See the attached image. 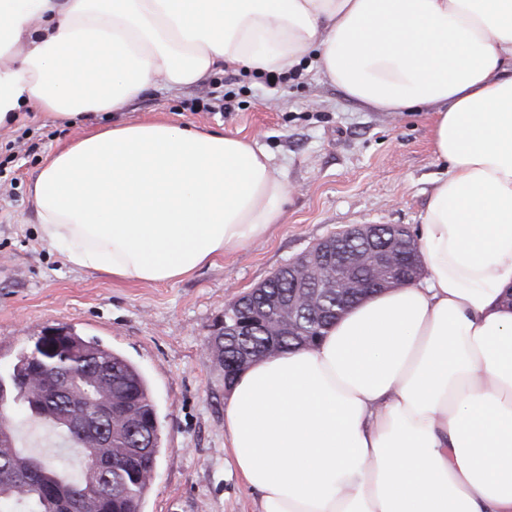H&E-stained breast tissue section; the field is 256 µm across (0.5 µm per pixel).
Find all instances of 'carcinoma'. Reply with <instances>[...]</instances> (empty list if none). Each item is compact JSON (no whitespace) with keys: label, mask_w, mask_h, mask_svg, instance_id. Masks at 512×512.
<instances>
[{"label":"carcinoma","mask_w":512,"mask_h":512,"mask_svg":"<svg viewBox=\"0 0 512 512\" xmlns=\"http://www.w3.org/2000/svg\"><path fill=\"white\" fill-rule=\"evenodd\" d=\"M301 293L314 299L317 309H300L291 323L281 318V305ZM353 304L346 293L314 282L304 291L293 287L284 265L227 309L225 326L211 347L219 365L228 367L244 355L248 365L260 360L273 346L280 353L312 346ZM263 310L270 311L265 324L239 331L250 315ZM59 330L65 335L58 350L45 352L37 340L7 375L0 374V504L10 503L17 512H140L159 453L160 422L147 380L122 355L71 327ZM73 374L84 382L71 392L65 384ZM32 379L57 385L59 392L41 399L27 387ZM107 395L147 425L146 435L122 416H95L93 400ZM7 407L51 425L77 449L84 459L80 477L64 474L47 456L20 448L17 436L5 435V424L16 431L4 413Z\"/></svg>","instance_id":"obj_1"}]
</instances>
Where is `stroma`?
<instances>
[{
    "label": "stroma",
    "mask_w": 512,
    "mask_h": 512,
    "mask_svg": "<svg viewBox=\"0 0 512 512\" xmlns=\"http://www.w3.org/2000/svg\"><path fill=\"white\" fill-rule=\"evenodd\" d=\"M165 120L256 140L291 189L279 224L245 248L167 283L72 268L42 242L28 183L48 153L104 125ZM432 117L391 116L346 98L316 72L227 69L180 90L158 86L120 111L61 123L21 113L0 130V371L52 326H69L129 359L147 378L160 451L142 512H258L224 446V372L209 338L231 298L250 292L328 236L359 224L418 233L443 169ZM19 443L62 471L84 461L48 426L22 420Z\"/></svg>",
    "instance_id": "35a3bbf8"
}]
</instances>
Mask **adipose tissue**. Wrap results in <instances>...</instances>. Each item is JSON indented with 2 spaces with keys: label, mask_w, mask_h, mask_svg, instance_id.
I'll list each match as a JSON object with an SVG mask.
<instances>
[{
  "label": "adipose tissue",
  "mask_w": 512,
  "mask_h": 512,
  "mask_svg": "<svg viewBox=\"0 0 512 512\" xmlns=\"http://www.w3.org/2000/svg\"><path fill=\"white\" fill-rule=\"evenodd\" d=\"M304 66L375 111L431 112L445 173L420 278L237 375L232 464L259 512H512V0H0V129ZM289 194L254 140L167 122L98 128L29 189L70 266L145 283L269 233Z\"/></svg>",
  "instance_id": "adipose-tissue-1"
}]
</instances>
